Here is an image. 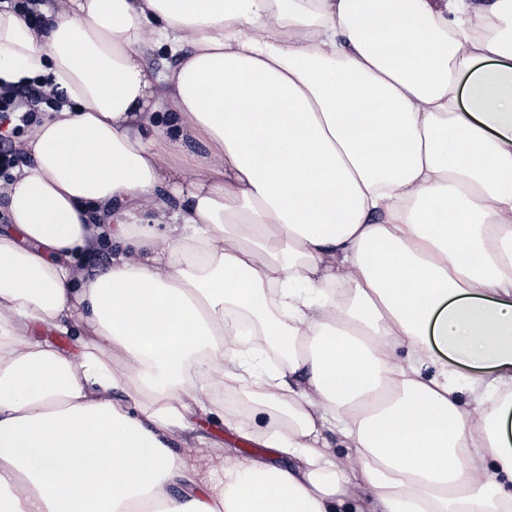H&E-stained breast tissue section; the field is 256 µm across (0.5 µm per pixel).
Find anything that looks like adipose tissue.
<instances>
[{
  "mask_svg": "<svg viewBox=\"0 0 512 512\" xmlns=\"http://www.w3.org/2000/svg\"><path fill=\"white\" fill-rule=\"evenodd\" d=\"M45 14L0 10V79L69 101L5 189L0 512H512V0ZM75 323L76 355L31 334ZM227 395L290 463L177 495L169 442ZM143 53L147 66L154 72H160L169 67H174L178 61V58L170 56L165 48L145 47ZM111 257V251L106 249L105 251H98L93 255H82L79 258V264L89 276L99 275L107 270L110 265Z\"/></svg>",
  "mask_w": 512,
  "mask_h": 512,
  "instance_id": "adipose-tissue-1",
  "label": "adipose tissue"
}]
</instances>
